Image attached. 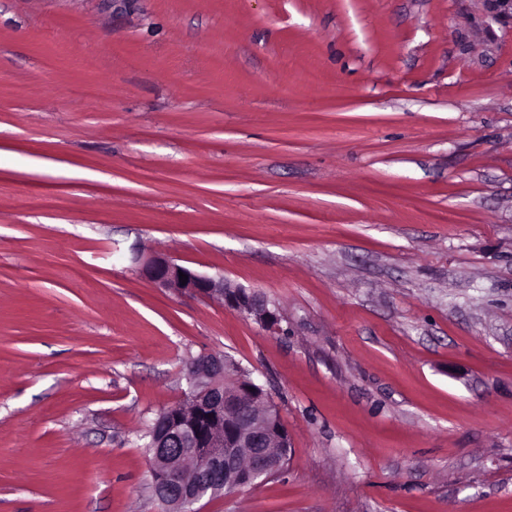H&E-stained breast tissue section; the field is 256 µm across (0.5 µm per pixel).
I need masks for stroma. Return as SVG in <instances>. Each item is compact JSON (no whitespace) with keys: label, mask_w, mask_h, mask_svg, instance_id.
Wrapping results in <instances>:
<instances>
[{"label":"stroma","mask_w":512,"mask_h":512,"mask_svg":"<svg viewBox=\"0 0 512 512\" xmlns=\"http://www.w3.org/2000/svg\"><path fill=\"white\" fill-rule=\"evenodd\" d=\"M202 354L290 451L197 512H512L511 6L0 0V512H162ZM145 275L159 288L174 289L203 297H220L247 318H253L269 329H278L279 318L270 310L268 301L255 291H247L240 286L232 287L224 278H214L197 273L174 260L151 254L143 261ZM179 272L188 276L187 283L182 285Z\"/></svg>","instance_id":"1"}]
</instances>
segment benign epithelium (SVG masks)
Listing matches in <instances>:
<instances>
[{"label":"benign epithelium","instance_id":"obj_1","mask_svg":"<svg viewBox=\"0 0 512 512\" xmlns=\"http://www.w3.org/2000/svg\"><path fill=\"white\" fill-rule=\"evenodd\" d=\"M145 275L159 288L203 297H220L240 314L269 329L279 318L255 291L231 286L222 278L197 273L174 260L151 254L143 261ZM188 276L187 283L179 274ZM190 388L183 398L159 412L150 426L149 472L153 493L166 512H186L214 487L242 490L269 475L270 440L289 447L288 430L279 410L269 405L261 417L251 407L267 399L252 382L224 383V357L202 356L189 367Z\"/></svg>","mask_w":512,"mask_h":512}]
</instances>
